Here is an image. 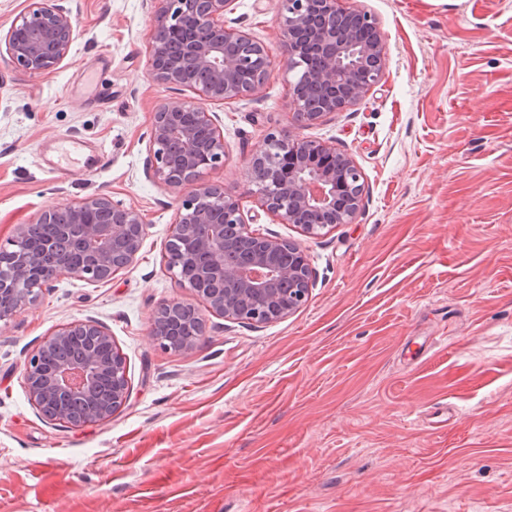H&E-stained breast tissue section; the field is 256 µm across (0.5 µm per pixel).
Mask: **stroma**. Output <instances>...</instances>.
I'll use <instances>...</instances> for the list:
<instances>
[{
    "mask_svg": "<svg viewBox=\"0 0 512 512\" xmlns=\"http://www.w3.org/2000/svg\"><path fill=\"white\" fill-rule=\"evenodd\" d=\"M377 21L384 80L302 128L364 173L361 210L317 238L277 223L245 160L288 127L284 65L258 100L209 104L227 157L208 179L251 229L302 240L305 303L261 327L208 316L193 349L149 331L189 298L167 272L176 195L144 175L155 14L145 0H67L77 35L34 77L0 55V248L15 227L104 193L146 221L138 259L105 283L62 275L0 323V512H512V0H349ZM274 0H233L229 26L278 49ZM63 139L93 167L54 165ZM88 316L126 362L107 423L50 424L23 363ZM185 314L192 318H195L196 321L194 323L195 331L192 336L185 338L183 341L174 344L171 346L168 341L164 338V333L162 331V317L165 316H174V315H182ZM196 314V316H195ZM206 328V320L203 314L200 312L198 308L195 307L194 304L181 300V299H173L171 301H167L162 303L157 309L150 330V336L158 341L160 345H162L166 349H174V350H189L192 349L198 339V336L204 335ZM204 330V332H203Z\"/></svg>",
    "mask_w": 512,
    "mask_h": 512,
    "instance_id": "35a3bbf8",
    "label": "stroma"
}]
</instances>
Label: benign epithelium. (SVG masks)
Returning a JSON list of instances; mask_svg holds the SVG:
<instances>
[{
	"label": "benign epithelium",
	"instance_id": "7a95c632",
	"mask_svg": "<svg viewBox=\"0 0 512 512\" xmlns=\"http://www.w3.org/2000/svg\"><path fill=\"white\" fill-rule=\"evenodd\" d=\"M158 3L150 38V77L168 87L186 86L199 101L172 98L154 113L153 160L146 175L160 187L190 191L178 199L174 230L165 245L167 269L191 290L206 311L226 320L264 325L298 310L313 271L296 240L250 230L237 196L206 179L224 165V132L208 101L259 98L275 68L270 48L228 26L233 0H149ZM274 23L288 71L294 125L266 135L247 159L260 207L280 224H294L315 238L339 224H352L361 208L365 180L349 154L301 136L297 129L348 110L385 78L386 43L375 20L339 0H278ZM77 31L60 0H30L4 36L10 60L31 75L49 73L68 56ZM230 44L260 50L263 74L238 84L243 58ZM145 220L135 207L96 194L45 211L19 224L15 249L0 251V322L36 302V290L65 272L89 282L109 281L133 264L142 247ZM79 245L80 265L63 259ZM206 320L194 304L173 299L159 306L150 336L164 348L189 350L204 335ZM85 333L96 345L69 356V337ZM112 335L93 318L63 325L46 336L24 364L30 403L46 419L75 427L109 421L129 396L122 354L104 361L99 349Z\"/></svg>",
	"mask_w": 512,
	"mask_h": 512
}]
</instances>
